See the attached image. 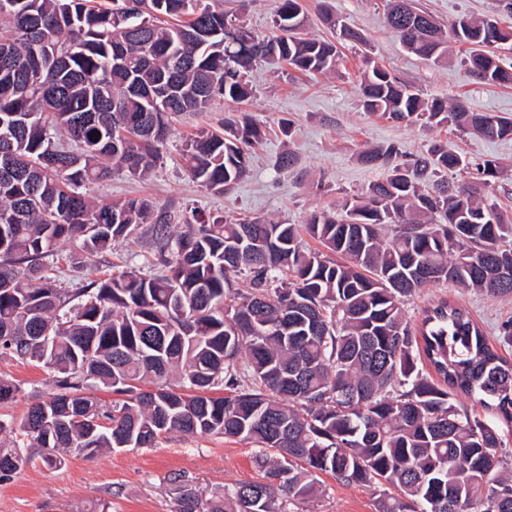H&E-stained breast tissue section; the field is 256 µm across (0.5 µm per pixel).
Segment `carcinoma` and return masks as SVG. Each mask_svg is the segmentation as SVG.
I'll return each instance as SVG.
<instances>
[{
  "label": "carcinoma",
  "mask_w": 512,
  "mask_h": 512,
  "mask_svg": "<svg viewBox=\"0 0 512 512\" xmlns=\"http://www.w3.org/2000/svg\"><path fill=\"white\" fill-rule=\"evenodd\" d=\"M198 2L0 0V355L56 386L21 418L26 444L0 448V482L36 455L61 467L70 454L152 448L173 434L223 436L256 446L257 479L202 501L176 476L179 512H279L278 496L311 495L318 473L379 489L378 512H512V463L502 453L484 467L502 427L512 433V362L455 302L438 299L416 328L404 309L440 281L512 298V217L483 195L497 160L452 185L470 163L444 147L405 160L394 143L364 151L361 163L388 175L346 200L345 214L314 212L303 225L211 213L175 224L146 199L83 193L116 168L147 177L172 119L216 97L246 100L259 62L336 71V44L306 36L299 0H278L264 38ZM322 21L367 43L328 11ZM386 24L416 56L440 61L451 37L468 46L471 74L512 83L496 53L512 46V25L495 16H460L446 32L415 0H388ZM227 26L239 37L225 39ZM365 64V111L512 139V118L426 101ZM263 135L246 115L200 130L183 149L190 178L230 190ZM140 228L146 272L73 275L63 287L58 244L98 255ZM239 275L246 292L233 287Z\"/></svg>",
  "instance_id": "cac0c4a2"
}]
</instances>
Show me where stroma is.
Returning <instances> with one entry per match:
<instances>
[{
	"label": "stroma",
	"mask_w": 512,
	"mask_h": 512,
	"mask_svg": "<svg viewBox=\"0 0 512 512\" xmlns=\"http://www.w3.org/2000/svg\"><path fill=\"white\" fill-rule=\"evenodd\" d=\"M205 2L237 14L260 35L269 34L277 6V0ZM416 5L447 26L462 15L481 18L495 14L499 0H416ZM301 6L310 36L331 39L330 30L319 19L322 11L329 10L367 36L370 54L362 55L347 43L340 45L341 62L331 75L257 66L250 77L252 98L239 103L218 99L208 111L186 114L174 122L163 159L149 178L118 172L110 181L90 186L89 196L106 201L143 198L176 212L180 224L195 210L303 224L314 211L339 210L348 195L385 177V170L360 164L362 151L394 143L416 155L440 144L471 161L498 160L502 174L487 193L512 217V140H490L450 126H405L365 112L358 78L369 57L422 98L459 100L469 111L505 117H512V86L487 85L471 77L461 66L459 47L454 43L448 46L447 60L437 65L408 52L384 24L385 0H301ZM232 113L266 125L268 134L256 150L249 174L232 189L217 194L188 177L181 147L197 128H220L225 116ZM286 120L291 123L287 133L281 127ZM284 151L292 152L296 163L280 171L275 162ZM59 255L63 265L80 267L85 277L94 279L112 262L128 269L143 267L148 246L135 234L105 258L89 255L68 242L60 245ZM442 296L467 307L494 348L512 360V345L504 343L500 335L502 325L512 321V299L440 283L407 304L408 319L419 322L421 308ZM0 375L18 388L14 399L0 404V415L7 418L21 417L31 403L55 390L51 376L31 363L0 356ZM254 454L251 444L238 439L173 435L153 448L102 452L90 458L72 456L59 468L37 459L11 481L0 483V512H176L178 490L173 475L185 476L190 487L208 499L222 494L225 486L256 479ZM377 499L373 488L346 485L323 473L317 477L313 495H284L279 504L280 512H376Z\"/></svg>",
	"instance_id": "obj_1"
}]
</instances>
